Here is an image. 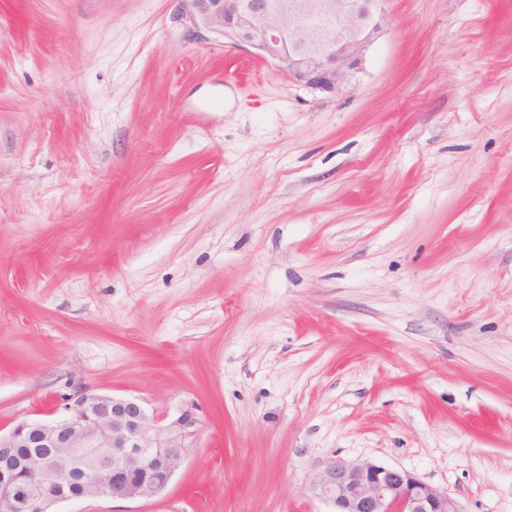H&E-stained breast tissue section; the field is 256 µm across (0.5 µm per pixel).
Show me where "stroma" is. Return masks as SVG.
Listing matches in <instances>:
<instances>
[{"label": "stroma", "instance_id": "1", "mask_svg": "<svg viewBox=\"0 0 512 512\" xmlns=\"http://www.w3.org/2000/svg\"><path fill=\"white\" fill-rule=\"evenodd\" d=\"M324 96L178 0H0V432L192 411L150 501L328 512V463L512 512V0H386Z\"/></svg>", "mask_w": 512, "mask_h": 512}]
</instances>
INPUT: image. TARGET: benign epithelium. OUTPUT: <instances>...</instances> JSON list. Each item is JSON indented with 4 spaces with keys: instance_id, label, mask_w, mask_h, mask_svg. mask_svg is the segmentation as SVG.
Segmentation results:
<instances>
[{
    "instance_id": "1",
    "label": "benign epithelium",
    "mask_w": 512,
    "mask_h": 512,
    "mask_svg": "<svg viewBox=\"0 0 512 512\" xmlns=\"http://www.w3.org/2000/svg\"><path fill=\"white\" fill-rule=\"evenodd\" d=\"M196 28L253 49L299 85L336 94L352 88L378 36L384 0H180ZM195 425L186 410L168 420L135 397L84 392L53 420L23 419L0 435V512H52L73 499L148 501L160 496L185 459ZM34 439L50 448L12 464ZM330 512H461L456 500L399 468L371 462L327 464L312 484Z\"/></svg>"
}]
</instances>
